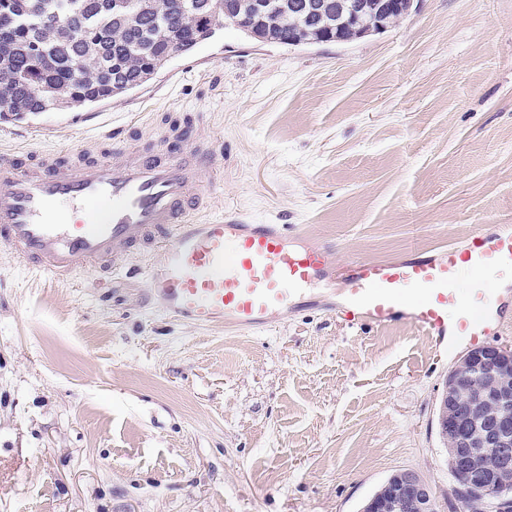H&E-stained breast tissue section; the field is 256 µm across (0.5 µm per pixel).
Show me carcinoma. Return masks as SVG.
I'll return each instance as SVG.
<instances>
[{"mask_svg": "<svg viewBox=\"0 0 512 512\" xmlns=\"http://www.w3.org/2000/svg\"><path fill=\"white\" fill-rule=\"evenodd\" d=\"M51 13L69 26L53 25ZM234 19L213 0H143L135 12L119 0H0V119L78 109L139 88L171 54ZM257 30L285 45L295 36L276 12Z\"/></svg>", "mask_w": 512, "mask_h": 512, "instance_id": "1", "label": "carcinoma"}]
</instances>
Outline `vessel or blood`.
<instances>
[{"instance_id": "b4317fda", "label": "vessel or blood", "mask_w": 512, "mask_h": 512, "mask_svg": "<svg viewBox=\"0 0 512 512\" xmlns=\"http://www.w3.org/2000/svg\"><path fill=\"white\" fill-rule=\"evenodd\" d=\"M201 117L161 148L0 155V246L50 282L155 252L146 293L172 317L233 333L317 308L351 325L408 324L442 351L501 335L512 313V224L461 245L337 261L296 224L206 215L205 174L223 170Z\"/></svg>"}]
</instances>
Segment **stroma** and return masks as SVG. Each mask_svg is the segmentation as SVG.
Returning a JSON list of instances; mask_svg holds the SVG:
<instances>
[{
    "label": "stroma",
    "instance_id": "obj_1",
    "mask_svg": "<svg viewBox=\"0 0 512 512\" xmlns=\"http://www.w3.org/2000/svg\"><path fill=\"white\" fill-rule=\"evenodd\" d=\"M207 114L211 210L299 224L338 261L512 223V0H422L349 44L233 26L146 85L77 112L0 120V154L74 148ZM133 270L46 284L0 247V512H359L394 472L452 497L436 406L465 346L330 311L254 334L171 318Z\"/></svg>",
    "mask_w": 512,
    "mask_h": 512
}]
</instances>
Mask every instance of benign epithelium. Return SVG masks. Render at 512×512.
I'll list each match as a JSON object with an SVG mask.
<instances>
[{"label": "benign epithelium", "mask_w": 512, "mask_h": 512, "mask_svg": "<svg viewBox=\"0 0 512 512\" xmlns=\"http://www.w3.org/2000/svg\"><path fill=\"white\" fill-rule=\"evenodd\" d=\"M414 0H288L279 6L283 22L301 16L314 23L325 15H335V25L319 31L311 39L300 36L292 46L345 44L386 30L384 17L391 12L407 14ZM490 372L486 394L489 411L472 421V410L461 404L456 390L460 379L478 370ZM436 421L438 433L454 451L450 474L467 472L469 480L453 487L454 500L467 512H512V350L485 345L464 355L452 368L451 378L439 399ZM496 452L494 464L480 465L470 451L474 443ZM361 512H437L429 484L414 470L395 472L382 489L370 497Z\"/></svg>", "instance_id": "7a95c632"}]
</instances>
